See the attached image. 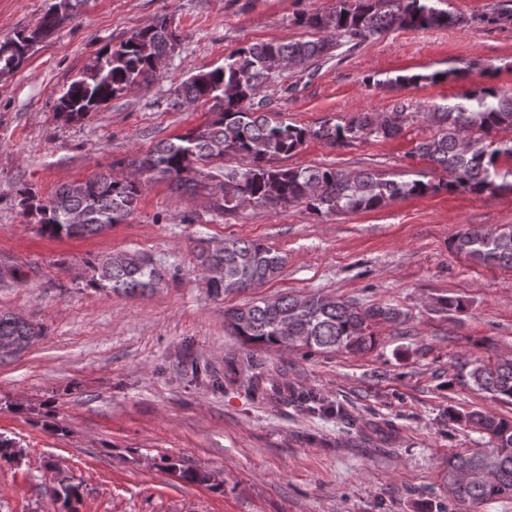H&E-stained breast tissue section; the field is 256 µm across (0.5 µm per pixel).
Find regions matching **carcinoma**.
I'll return each instance as SVG.
<instances>
[{
  "label": "carcinoma",
  "instance_id": "carcinoma-1",
  "mask_svg": "<svg viewBox=\"0 0 512 512\" xmlns=\"http://www.w3.org/2000/svg\"><path fill=\"white\" fill-rule=\"evenodd\" d=\"M88 0H52L37 26L0 41V73L19 69L31 48L58 27L79 16ZM477 20L491 24L512 23V8L490 14L466 16L435 6V0H338L329 13L300 14L294 23L319 36L313 40L267 41L245 45L224 57V65L200 71L184 81L180 96L190 102L212 103L213 117L183 135L156 142L132 161L152 180H168L179 187H196L191 173L199 162L222 160L229 155L248 159L246 167L224 171L218 209L232 211L246 202L304 204L328 214L368 212L389 200L421 197L439 190L448 192H495L512 189V138L498 141L494 134L512 130V94L485 84L468 92L464 101L437 106L424 116L435 133L418 142L412 158L430 162L450 174L447 182L396 180L362 171L356 175L329 167L281 168L272 160L298 151L309 139L345 146L374 137L391 139L403 130L413 108L403 100L382 114L360 112L344 123L324 122L316 129L300 127L272 108L264 89L284 63L314 77L333 57L339 39L359 44L397 28L433 29L466 26ZM177 41L166 19L134 32L120 46L97 58L96 63L73 80L58 98L56 111L67 121H81L98 112L112 99L133 87L149 85L156 62ZM453 70L431 74H400L388 82L401 87L421 81L448 79ZM502 182H497V179ZM143 189L142 181L116 179L107 173L63 185L46 198L31 187L17 190L20 204L39 216L40 232L50 238H82L101 234L123 224L133 213ZM454 250L476 264H497L512 269V225L494 230L470 228L452 241ZM195 266L204 275L217 273L205 282L208 296L218 299L260 288L275 279L284 257L258 239L228 238L216 247L201 239L194 251ZM92 275L88 286L120 295H146L165 282V272L137 252H118L88 262ZM403 313L393 307H362L328 295L283 293L271 303L256 299L224 311L225 326L256 348L295 346L308 352L362 355L374 349L373 325L397 323ZM43 328L8 312H0V339L10 338L25 349L42 336ZM454 379L472 386L500 403L512 406V356L486 362L464 356ZM448 421L465 422L487 441L466 453L448 454L443 486L448 497L459 502L484 504L512 499V417L484 410H448ZM165 469L191 483H208L214 476L184 469L173 461ZM53 496L63 501L66 512H76L79 486L59 481Z\"/></svg>",
  "mask_w": 512,
  "mask_h": 512
}]
</instances>
